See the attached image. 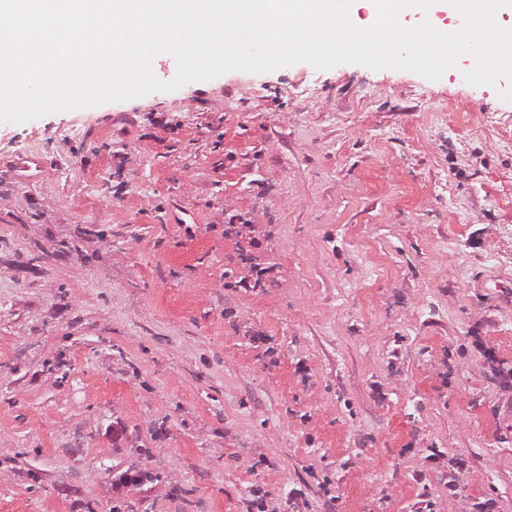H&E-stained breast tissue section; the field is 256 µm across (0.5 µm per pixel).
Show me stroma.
Segmentation results:
<instances>
[{"mask_svg": "<svg viewBox=\"0 0 512 512\" xmlns=\"http://www.w3.org/2000/svg\"><path fill=\"white\" fill-rule=\"evenodd\" d=\"M470 67L0 124V512H512V102Z\"/></svg>", "mask_w": 512, "mask_h": 512, "instance_id": "stroma-1", "label": "stroma"}]
</instances>
